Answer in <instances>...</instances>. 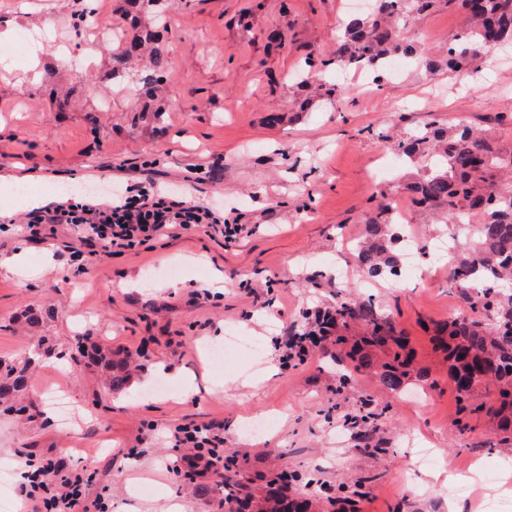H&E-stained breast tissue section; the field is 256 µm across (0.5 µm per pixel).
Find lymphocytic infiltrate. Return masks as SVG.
Wrapping results in <instances>:
<instances>
[{"mask_svg": "<svg viewBox=\"0 0 512 512\" xmlns=\"http://www.w3.org/2000/svg\"><path fill=\"white\" fill-rule=\"evenodd\" d=\"M201 225L220 227L228 241L238 240L245 231L243 225L225 223L223 215L208 207L173 197L155 186L138 195L118 196L107 204L71 200L32 211L21 231L31 242L44 241L61 227L76 232L82 246L72 251L71 258L90 264L155 242L168 230ZM176 439L194 448L191 462L195 465L216 458L224 445L223 435L208 425L180 429Z\"/></svg>", "mask_w": 512, "mask_h": 512, "instance_id": "1", "label": "lymphocytic infiltrate"}]
</instances>
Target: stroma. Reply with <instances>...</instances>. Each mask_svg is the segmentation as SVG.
<instances>
[{"instance_id": "obj_1", "label": "stroma", "mask_w": 512, "mask_h": 512, "mask_svg": "<svg viewBox=\"0 0 512 512\" xmlns=\"http://www.w3.org/2000/svg\"><path fill=\"white\" fill-rule=\"evenodd\" d=\"M17 2L0 0L9 35L0 168L21 164L26 179L0 189V254L26 249L30 273L0 272V360L24 369V401L51 414H0V470L35 460L82 471L88 512H230L216 476L188 481L175 470L176 430L218 424L227 481L255 489L288 473L289 494L309 498L311 512H332L328 496L357 490L359 512L399 503L406 512H484L486 499L505 498L494 481L464 494L444 478L512 465V439L488 411L459 431L445 355L432 341L437 323L468 311L450 288L451 257L427 280L407 274L364 288L353 245L378 203L395 199L407 211L404 236L429 252L445 238L447 224L402 188L419 162L393 154L378 133L409 138L463 118L512 154V47L467 76L430 67L464 26L438 8L409 30L417 59L365 91L358 72L332 67L297 82L307 61L333 57L349 0H164L158 10L134 0H27L23 14ZM88 7L111 23L110 44L73 28ZM40 33L48 40L35 55L20 38ZM145 38L167 64L164 80L148 86L140 56L112 69L116 50ZM65 46L81 70L63 63ZM151 183L223 210L250 235L229 242L205 226L178 229L78 272L68 263L75 234L29 243L20 233L24 196L55 206L73 185L103 203ZM368 298L408 338L427 376L406 382L422 383L423 397L384 389L327 341L281 365V337L307 329L305 312ZM31 308L41 324L26 321ZM233 330L260 353L211 363L205 348ZM43 336L51 353L38 347ZM80 343L132 353L126 389L109 391L102 365L74 361ZM201 377L205 388L184 397V380ZM61 396L72 407L67 422L55 410ZM365 397L388 410L371 434L384 448L377 455L346 423ZM265 416L276 419L268 433L242 432L244 420Z\"/></svg>"}]
</instances>
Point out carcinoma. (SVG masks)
<instances>
[{
  "instance_id": "obj_1",
  "label": "carcinoma",
  "mask_w": 512,
  "mask_h": 512,
  "mask_svg": "<svg viewBox=\"0 0 512 512\" xmlns=\"http://www.w3.org/2000/svg\"><path fill=\"white\" fill-rule=\"evenodd\" d=\"M369 16L349 15L335 56L308 67L335 65L379 71L394 56L413 57L415 43L398 26L402 18L417 19L436 4L464 17L467 27L458 42L448 47L445 66L454 73L477 69L479 58L503 45L512 44V0H373ZM165 61L161 54L150 57L143 83L161 81ZM378 137L392 150L408 155H435L427 174L405 184L416 203L440 213L456 229L459 240L450 282L471 314L457 316L436 326V340L448 352V377L457 393V412L470 416L485 409L484 403H466V392L481 384L497 386V407L501 430L512 429V290L503 284L512 280V184L502 175L512 174V154L497 150L490 136L477 133L464 123L446 126L432 123L421 135L409 140L393 139L384 131ZM390 206L380 203L365 221L366 230L357 259L367 274L385 279L397 273L398 255L394 244L398 235L386 228ZM331 328L354 322L364 326L365 347L352 345L347 356L361 367L376 366L368 348L390 350V361L381 364L379 383L397 392L409 375L413 356L376 305L370 301L341 302L326 310ZM87 358L103 360L109 369L106 386L123 389L128 380L127 362L112 353L91 348ZM26 387L24 371L7 365L0 368V406ZM267 501L278 512H298L297 498L283 493V485H267Z\"/></svg>"
}]
</instances>
